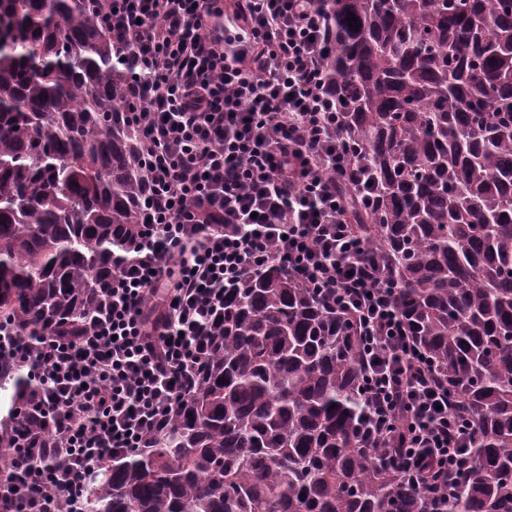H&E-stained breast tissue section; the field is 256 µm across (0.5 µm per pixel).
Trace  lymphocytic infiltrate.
Segmentation results:
<instances>
[{
	"label": "lymphocytic infiltrate",
	"instance_id": "f902f5d3",
	"mask_svg": "<svg viewBox=\"0 0 512 512\" xmlns=\"http://www.w3.org/2000/svg\"><path fill=\"white\" fill-rule=\"evenodd\" d=\"M128 73L124 115L146 174L137 233L75 336L0 323V363L35 386L17 408L0 512H87L86 475L144 447L200 383L224 291L268 261L349 313L362 347L363 438L426 493L467 471L474 425L413 343L394 286L349 221L366 170L340 136L316 0H96Z\"/></svg>",
	"mask_w": 512,
	"mask_h": 512
}]
</instances>
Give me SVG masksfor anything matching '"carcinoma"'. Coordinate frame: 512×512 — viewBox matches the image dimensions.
<instances>
[{
	"instance_id": "obj_1",
	"label": "carcinoma",
	"mask_w": 512,
	"mask_h": 512,
	"mask_svg": "<svg viewBox=\"0 0 512 512\" xmlns=\"http://www.w3.org/2000/svg\"><path fill=\"white\" fill-rule=\"evenodd\" d=\"M317 2L327 84L375 188L351 216L475 425L466 477L426 495L381 463L358 436L350 317L270 261L226 291L169 427L88 473L89 512H512V0ZM112 56L90 0H0V321L21 336L81 331L140 221ZM8 376L11 411L31 386ZM21 424L0 426L5 467Z\"/></svg>"
}]
</instances>
